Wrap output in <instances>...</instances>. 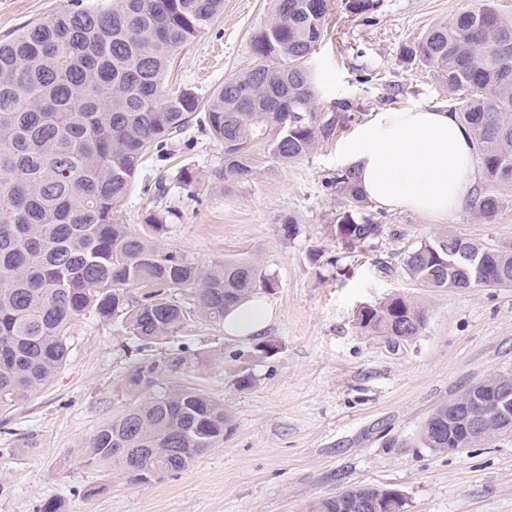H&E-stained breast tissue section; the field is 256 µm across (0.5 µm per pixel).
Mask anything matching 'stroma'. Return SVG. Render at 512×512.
I'll use <instances>...</instances> for the list:
<instances>
[{"instance_id": "1", "label": "stroma", "mask_w": 512, "mask_h": 512, "mask_svg": "<svg viewBox=\"0 0 512 512\" xmlns=\"http://www.w3.org/2000/svg\"><path fill=\"white\" fill-rule=\"evenodd\" d=\"M334 0L327 35L309 64L318 106L350 100L354 111L332 140L289 165L269 163L229 192L211 189L222 149L197 128L147 160L122 208L141 229L165 179L179 217L160 244L207 267L227 258L258 260L276 286L262 335H225L190 318L173 336L147 343L127 316L78 317L69 353L43 388L0 413V512H305L309 503L361 486L399 491L405 512H512V436L461 452L423 447L420 429L440 403L495 373H512V288H426L404 270L408 252L443 229L493 247L512 245V193L494 221L471 207L432 219L369 205L377 237L350 244L333 219L349 202L333 184L342 144L373 113L418 106L447 109L434 72L405 50L471 0H383L373 18ZM70 0H0V39ZM269 0H224V12L176 59L169 80L207 97L255 62L252 39ZM198 175L187 196L178 169ZM301 221L285 239L279 220ZM393 295L425 307L412 342L393 346L357 327L356 315ZM159 365L163 388L192 386L223 402L232 430L187 470L149 485L82 463L88 442L134 399L124 384L142 363ZM248 375L252 384L239 388Z\"/></svg>"}]
</instances>
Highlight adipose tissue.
Instances as JSON below:
<instances>
[{
	"label": "adipose tissue",
	"instance_id": "adipose-tissue-1",
	"mask_svg": "<svg viewBox=\"0 0 512 512\" xmlns=\"http://www.w3.org/2000/svg\"><path fill=\"white\" fill-rule=\"evenodd\" d=\"M340 155L355 166L361 190L381 208L442 218L477 191L474 136L448 112L416 107L374 113ZM271 320L270 306L251 297L225 315L224 332L255 336Z\"/></svg>",
	"mask_w": 512,
	"mask_h": 512
}]
</instances>
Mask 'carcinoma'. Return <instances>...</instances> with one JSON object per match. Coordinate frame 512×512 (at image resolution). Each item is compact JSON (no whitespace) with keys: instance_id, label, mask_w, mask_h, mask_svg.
<instances>
[{"instance_id":"1","label":"carcinoma","mask_w":512,"mask_h":512,"mask_svg":"<svg viewBox=\"0 0 512 512\" xmlns=\"http://www.w3.org/2000/svg\"><path fill=\"white\" fill-rule=\"evenodd\" d=\"M372 16L382 0H347ZM331 0H271V17L252 40L257 64L224 80L207 101L193 86H173L175 52L208 30L224 0H70L64 12L32 20L0 41V410L23 400L67 357L72 321H101L125 311V292L146 288L132 323L140 340H163L185 323L173 298L194 295L196 316L221 323L229 309L275 288L255 260H226L203 269L123 223L122 206L146 155L161 156L191 125L223 147L213 183L226 190L263 164L294 163L350 119L353 103L316 105L308 61L324 38ZM408 56L432 69L450 94L449 112L474 133L484 179L472 201L479 219L499 213L512 192V18L494 0L430 27ZM179 188L195 193V173L182 169ZM352 204L334 219L336 236L364 243L380 225L360 214L367 198L355 170L336 176ZM174 209L150 211L160 231ZM462 246L486 278L512 282V249L461 238L446 229L404 260L426 288L478 286L455 258ZM426 310L395 295L365 306L358 327L397 345L418 336ZM158 366L136 369L125 383L138 402L103 424L84 452L87 464L119 468L133 484L188 469L224 442L231 417L224 404L194 387L154 392ZM464 407L448 417L437 405L421 430L427 448H472ZM396 490L363 486L317 500L308 512H404Z\"/></svg>"}]
</instances>
